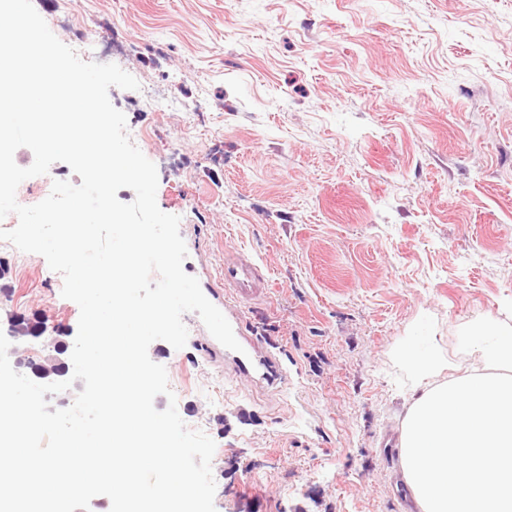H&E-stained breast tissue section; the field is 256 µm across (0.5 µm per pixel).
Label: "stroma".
Masks as SVG:
<instances>
[{
    "label": "stroma",
    "mask_w": 512,
    "mask_h": 512,
    "mask_svg": "<svg viewBox=\"0 0 512 512\" xmlns=\"http://www.w3.org/2000/svg\"><path fill=\"white\" fill-rule=\"evenodd\" d=\"M64 44L118 40L110 87L180 216L183 269L220 287L227 254L268 273L246 305L287 384L237 382L184 314L187 344L154 341L178 412L216 443V512H405L378 442L416 392L391 354L422 316L462 374L458 332L512 324V0H32ZM183 103L146 108L147 96ZM62 162L29 178L34 205ZM46 259L0 241V331L23 315L73 344L78 305Z\"/></svg>",
    "instance_id": "1"
}]
</instances>
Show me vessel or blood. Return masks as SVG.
Masks as SVG:
<instances>
[{"instance_id": "vessel-or-blood-1", "label": "vessel or blood", "mask_w": 512, "mask_h": 512, "mask_svg": "<svg viewBox=\"0 0 512 512\" xmlns=\"http://www.w3.org/2000/svg\"><path fill=\"white\" fill-rule=\"evenodd\" d=\"M269 288V278L261 266L242 253L224 259V289L233 293L236 302H251L264 297ZM227 320L232 326L241 351L225 350L224 368L243 384L276 388L287 381V373L270 346L247 329L241 312L228 311Z\"/></svg>"}]
</instances>
